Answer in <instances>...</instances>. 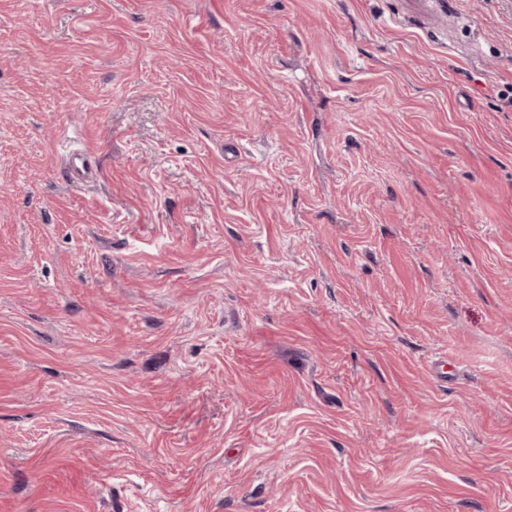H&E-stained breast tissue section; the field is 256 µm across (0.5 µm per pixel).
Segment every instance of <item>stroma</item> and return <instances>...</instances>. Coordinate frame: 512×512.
Returning a JSON list of instances; mask_svg holds the SVG:
<instances>
[{
    "instance_id": "35a3bbf8",
    "label": "stroma",
    "mask_w": 512,
    "mask_h": 512,
    "mask_svg": "<svg viewBox=\"0 0 512 512\" xmlns=\"http://www.w3.org/2000/svg\"><path fill=\"white\" fill-rule=\"evenodd\" d=\"M511 88L512 0H0V512H512ZM64 166V176L70 181L82 183L93 182L98 175V169L88 157V152L70 153Z\"/></svg>"
}]
</instances>
